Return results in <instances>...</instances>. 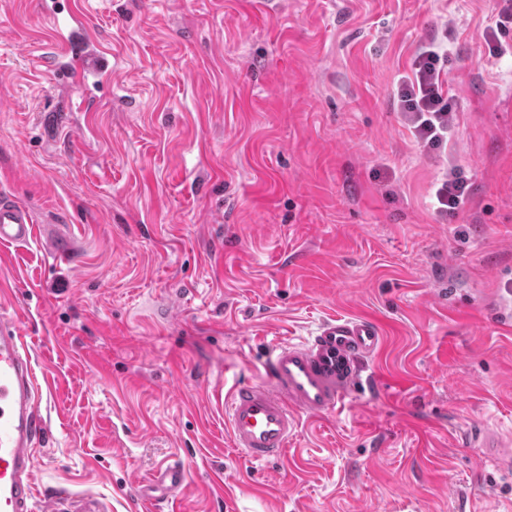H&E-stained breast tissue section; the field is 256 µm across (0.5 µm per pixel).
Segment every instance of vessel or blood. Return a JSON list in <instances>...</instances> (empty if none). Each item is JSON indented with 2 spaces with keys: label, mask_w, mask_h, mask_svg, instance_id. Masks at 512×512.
<instances>
[{
  "label": "vessel or blood",
  "mask_w": 512,
  "mask_h": 512,
  "mask_svg": "<svg viewBox=\"0 0 512 512\" xmlns=\"http://www.w3.org/2000/svg\"><path fill=\"white\" fill-rule=\"evenodd\" d=\"M52 37L42 64L58 99L92 111L97 92L118 70L117 54L89 33L80 0H39ZM37 233L34 216L8 193H0V247L23 245ZM23 331L0 320V512H33L34 450L46 433L38 406V383L24 347ZM382 336L375 321L339 317L322 323L301 342L273 343L269 376L236 384L226 398L225 420L232 445L250 463L284 458L300 417L335 412L361 382L359 367L375 356ZM475 439L512 464V444L482 430ZM188 480L184 463L160 465L136 495L146 512H180L179 495Z\"/></svg>",
  "instance_id": "b4317fda"
}]
</instances>
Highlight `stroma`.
Instances as JSON below:
<instances>
[{
  "instance_id": "1",
  "label": "stroma",
  "mask_w": 512,
  "mask_h": 512,
  "mask_svg": "<svg viewBox=\"0 0 512 512\" xmlns=\"http://www.w3.org/2000/svg\"><path fill=\"white\" fill-rule=\"evenodd\" d=\"M125 61L91 112H54L33 0H0V185L33 213L0 248L47 434L36 496L144 512L186 462L183 512H512V34L504 0H86ZM447 40L453 131L397 107ZM459 168L466 197L439 215ZM374 320L371 384L301 417L284 461L247 462L224 417L267 345ZM466 183L455 169L448 170L435 189L437 210L446 215H455L465 199ZM475 440L482 448H492V454H497L501 458L503 464L511 467L512 448H508L511 446L509 439L508 441H505L502 437L497 436L493 432L479 430V432L475 433ZM188 480V468L182 463L162 464L149 481L138 487L136 495L149 512H179V495Z\"/></svg>"
}]
</instances>
